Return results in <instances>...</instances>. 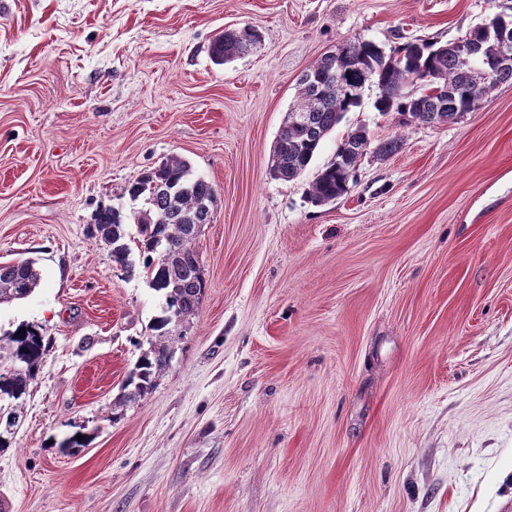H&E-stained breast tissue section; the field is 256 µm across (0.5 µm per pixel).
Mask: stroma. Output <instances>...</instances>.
I'll list each match as a JSON object with an SVG mask.
<instances>
[{
    "label": "stroma",
    "mask_w": 512,
    "mask_h": 512,
    "mask_svg": "<svg viewBox=\"0 0 512 512\" xmlns=\"http://www.w3.org/2000/svg\"><path fill=\"white\" fill-rule=\"evenodd\" d=\"M496 14L512 0H0V262L41 273L0 336L47 339L0 512H512V82L406 127L366 84L300 178L268 167L326 53ZM247 25L260 42L216 64ZM359 126L401 150L312 205ZM173 155L217 192L207 288L152 393L116 409L164 298L89 227L143 209L129 185ZM260 35L255 26H245L238 30L224 31L212 45V56L218 64H224L235 57L249 52L259 41Z\"/></svg>",
    "instance_id": "stroma-1"
}]
</instances>
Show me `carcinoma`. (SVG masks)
I'll return each mask as SVG.
<instances>
[{
    "label": "carcinoma",
    "mask_w": 512,
    "mask_h": 512,
    "mask_svg": "<svg viewBox=\"0 0 512 512\" xmlns=\"http://www.w3.org/2000/svg\"><path fill=\"white\" fill-rule=\"evenodd\" d=\"M259 38L253 26L228 30L214 41L212 56L220 64L231 61L253 49ZM412 75L439 93L405 98L403 88ZM507 81H512V68L486 80L479 73L478 59L463 60L454 42L407 43L387 53L373 41L348 40L300 78L296 103L286 113L271 151L270 174L284 181L300 177L344 114L360 106L362 89L370 82L379 90L376 111L383 115L407 112L410 119L402 120L405 125H434L458 120ZM370 146L366 128L349 132L310 185V202L325 205L346 193L359 159L368 154ZM128 193L148 204L134 215L138 224L135 245L150 286L164 296L165 307L153 325L156 340L141 352L114 402L117 408L152 392L172 358L167 336L197 313L206 279L195 241L211 223L217 206L213 185L192 175L190 163L179 157H170L142 175ZM125 221L121 209L104 207L94 216V231L109 247L112 261L131 270ZM40 282V271L31 260L1 263L0 304L27 298ZM25 328L26 333L14 331L0 342V449L11 445L4 434L21 423L19 400L36 378L46 348L39 327L27 324Z\"/></svg>",
    "instance_id": "obj_1"
}]
</instances>
